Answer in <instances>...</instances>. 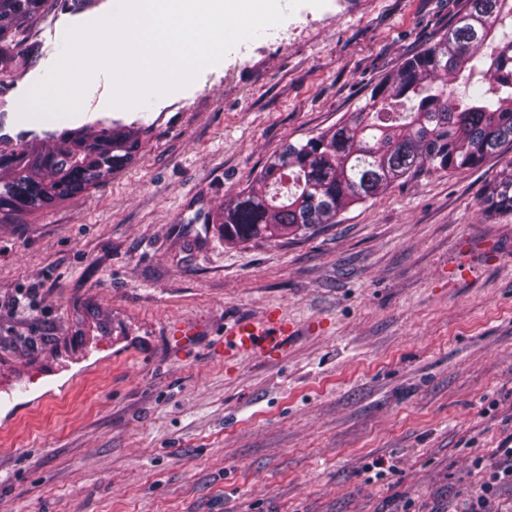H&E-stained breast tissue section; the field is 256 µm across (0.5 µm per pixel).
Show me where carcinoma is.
<instances>
[{"mask_svg": "<svg viewBox=\"0 0 512 512\" xmlns=\"http://www.w3.org/2000/svg\"><path fill=\"white\" fill-rule=\"evenodd\" d=\"M47 0H0V87L17 58L36 54L27 37ZM448 30L373 86L358 111L303 143L286 145L263 166L257 186L224 202V238L248 241L289 228L334 224L354 202L375 198L425 164L465 170L512 147V0H464ZM477 86L461 96L456 81ZM139 130L101 125L72 130L48 147L0 154V219L57 198L75 197L130 163ZM489 214H512V171L485 198Z\"/></svg>", "mask_w": 512, "mask_h": 512, "instance_id": "carcinoma-1", "label": "carcinoma"}]
</instances>
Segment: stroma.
Segmentation results:
<instances>
[{"instance_id":"1","label":"stroma","mask_w":512,"mask_h":512,"mask_svg":"<svg viewBox=\"0 0 512 512\" xmlns=\"http://www.w3.org/2000/svg\"><path fill=\"white\" fill-rule=\"evenodd\" d=\"M48 0L21 59L45 76L69 24L108 14ZM461 0H326L229 51L190 84L108 109L20 115L0 95V152L84 127L139 129L102 184L0 223V300L41 287L47 338L0 319V377L67 362L0 410V512H452L512 437V214L485 215L512 149L424 167L335 223L225 241V200L287 143L346 119L441 35ZM281 314L282 354L225 359L240 318ZM196 329L171 347L174 319ZM105 351L82 358L85 338ZM384 458L394 472L369 480ZM482 468H475V460Z\"/></svg>"}]
</instances>
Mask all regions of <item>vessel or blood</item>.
Here are the masks:
<instances>
[{
	"mask_svg": "<svg viewBox=\"0 0 512 512\" xmlns=\"http://www.w3.org/2000/svg\"><path fill=\"white\" fill-rule=\"evenodd\" d=\"M294 327L277 314L261 320H242L225 327L224 354L228 357L241 354H277L285 350ZM53 371L44 366L0 379V408L13 405L27 397L33 384L52 376Z\"/></svg>",
	"mask_w": 512,
	"mask_h": 512,
	"instance_id": "b4317fda",
	"label": "vessel or blood"
}]
</instances>
